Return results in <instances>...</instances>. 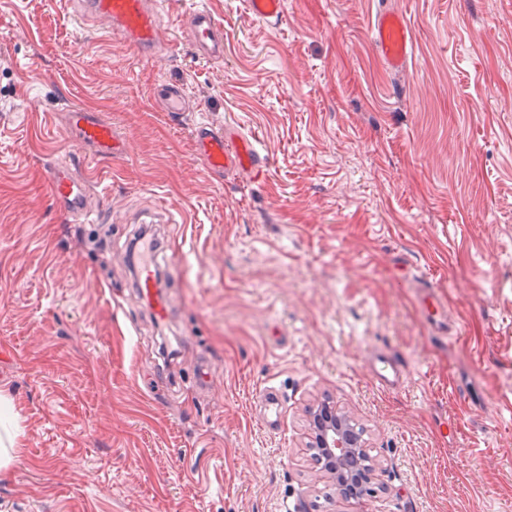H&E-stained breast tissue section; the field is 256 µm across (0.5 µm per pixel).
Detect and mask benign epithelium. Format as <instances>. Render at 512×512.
<instances>
[{"instance_id":"benign-epithelium-1","label":"benign epithelium","mask_w":512,"mask_h":512,"mask_svg":"<svg viewBox=\"0 0 512 512\" xmlns=\"http://www.w3.org/2000/svg\"><path fill=\"white\" fill-rule=\"evenodd\" d=\"M307 438L309 447L325 459V473L346 487L353 486V462L358 459L362 444L349 417L328 402L322 404L311 414Z\"/></svg>"}]
</instances>
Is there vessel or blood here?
I'll list each match as a JSON object with an SVG mask.
<instances>
[{
  "label": "vessel or blood",
  "instance_id": "b4317fda",
  "mask_svg": "<svg viewBox=\"0 0 512 512\" xmlns=\"http://www.w3.org/2000/svg\"><path fill=\"white\" fill-rule=\"evenodd\" d=\"M89 15L108 27L110 33L122 38L146 59L155 54L161 20L154 0H84ZM250 13L257 19H280L285 0H247ZM188 41L197 56L218 62L224 58V33L213 14L197 10L187 19ZM373 42L385 65L394 72L404 69L412 50L406 23L397 13L381 12L373 33ZM153 96L162 104L163 111L184 116L189 110L188 96L181 84L158 82ZM65 125L79 152L69 160H55L45 167V178L56 211L66 219L88 217L87 178L77 169L86 164H110L121 159L124 142L113 131L100 112L83 105L65 109ZM191 141L195 155L202 160L208 176L246 171L262 176L268 161L253 147L249 138L231 127L207 121L195 122L191 127ZM159 255L149 250L140 257L134 268L133 280L138 296L149 307L155 320L165 321L171 315V305L161 288L158 273ZM419 308L432 335H452L448 324V306L434 286H423L417 297ZM368 376L378 389L394 392L403 388L407 369L402 358L384 353H372ZM256 399L263 407L262 424L267 431L279 429L283 412L282 399L271 386L259 389Z\"/></svg>",
  "mask_w": 512,
  "mask_h": 512
}]
</instances>
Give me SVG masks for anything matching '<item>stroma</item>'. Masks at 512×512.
Segmentation results:
<instances>
[{
  "label": "stroma",
  "mask_w": 512,
  "mask_h": 512,
  "mask_svg": "<svg viewBox=\"0 0 512 512\" xmlns=\"http://www.w3.org/2000/svg\"><path fill=\"white\" fill-rule=\"evenodd\" d=\"M205 8L224 60L184 38ZM405 18L403 71L380 10ZM153 62L83 20L81 0H0V394L18 428L0 512H512V0H163ZM182 84L194 112L152 101ZM127 142L85 170L101 221L56 211L43 168L72 155L67 104ZM266 156L207 179L193 121ZM179 243L157 324L132 290L133 219L159 203ZM426 282L457 332L429 335ZM390 350L404 389L371 385ZM208 363L211 381L186 380ZM284 402L264 429L256 391ZM363 427L371 493L347 503L311 460L309 412ZM249 12L257 19L271 22L280 19L284 12V0H248ZM373 42L385 65L400 72L407 64L412 44L406 23L397 13L381 12L373 33Z\"/></svg>",
  "instance_id": "stroma-1"
}]
</instances>
